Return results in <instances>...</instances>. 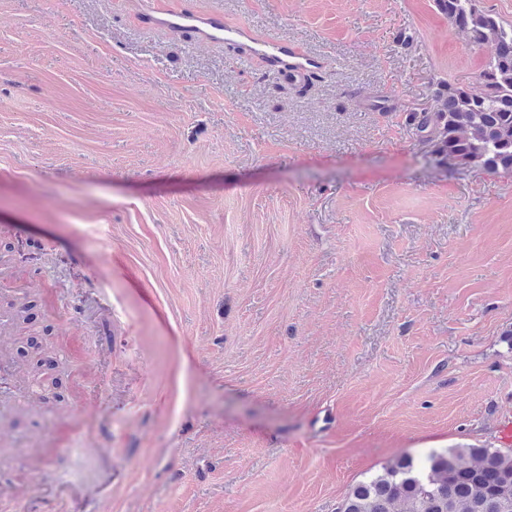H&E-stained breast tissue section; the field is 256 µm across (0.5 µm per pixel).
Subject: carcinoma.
<instances>
[{
    "label": "carcinoma",
    "instance_id": "obj_1",
    "mask_svg": "<svg viewBox=\"0 0 512 512\" xmlns=\"http://www.w3.org/2000/svg\"><path fill=\"white\" fill-rule=\"evenodd\" d=\"M448 23L495 54L474 85L450 82L412 114L420 141L462 168L512 170V25L475 0H435ZM339 512H512V448L468 446L402 454L359 482Z\"/></svg>",
    "mask_w": 512,
    "mask_h": 512
}]
</instances>
